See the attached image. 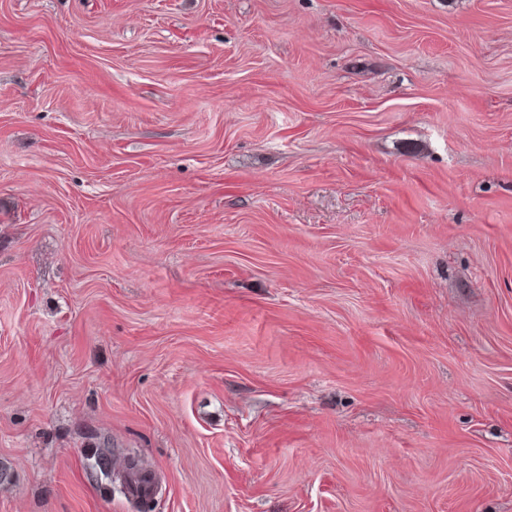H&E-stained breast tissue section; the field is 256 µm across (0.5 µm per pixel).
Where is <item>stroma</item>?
Masks as SVG:
<instances>
[{"instance_id": "35a3bbf8", "label": "stroma", "mask_w": 512, "mask_h": 512, "mask_svg": "<svg viewBox=\"0 0 512 512\" xmlns=\"http://www.w3.org/2000/svg\"><path fill=\"white\" fill-rule=\"evenodd\" d=\"M0 512H512V0H0Z\"/></svg>"}]
</instances>
